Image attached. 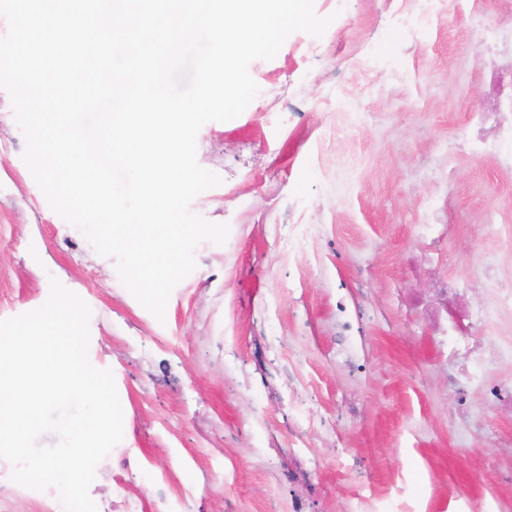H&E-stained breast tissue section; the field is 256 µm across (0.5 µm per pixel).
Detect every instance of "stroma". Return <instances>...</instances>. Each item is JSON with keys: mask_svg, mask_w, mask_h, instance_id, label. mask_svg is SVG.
<instances>
[{"mask_svg": "<svg viewBox=\"0 0 512 512\" xmlns=\"http://www.w3.org/2000/svg\"><path fill=\"white\" fill-rule=\"evenodd\" d=\"M323 34L297 31L249 72L259 92L197 136L220 185L195 214L229 226L157 320L113 258L49 206L22 160L0 89V319L59 280L90 307L88 356L111 370L118 451L140 462L114 495L153 512L156 476L195 512H512V415L479 392L458 410L417 276L431 262L473 306L512 286V170L456 149L485 99L478 29L512 0H314ZM445 202L432 215L433 199ZM448 227L439 243L420 227ZM304 251L289 252L295 225ZM360 311L351 340L336 304Z\"/></svg>", "mask_w": 512, "mask_h": 512, "instance_id": "1", "label": "stroma"}]
</instances>
